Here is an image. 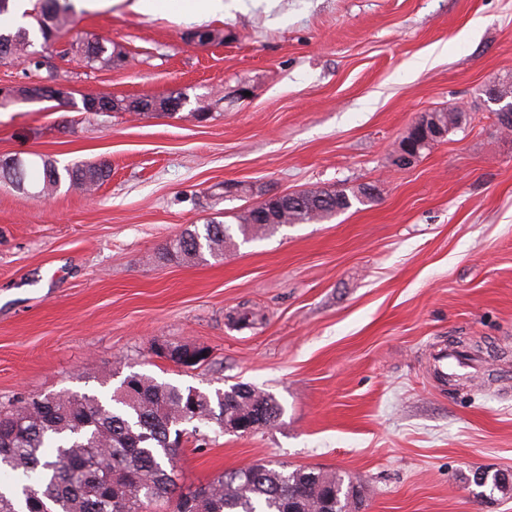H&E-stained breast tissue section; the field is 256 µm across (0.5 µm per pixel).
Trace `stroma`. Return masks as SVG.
<instances>
[{
    "instance_id": "stroma-1",
    "label": "stroma",
    "mask_w": 512,
    "mask_h": 512,
    "mask_svg": "<svg viewBox=\"0 0 512 512\" xmlns=\"http://www.w3.org/2000/svg\"><path fill=\"white\" fill-rule=\"evenodd\" d=\"M134 0L75 13L72 37L124 66L54 57L74 99L184 92L188 112L0 109V158L106 161L95 198L0 181V411L33 394H105L132 372L272 393L277 422L187 438L183 485L255 463L349 475L361 512H512L475 469L512 471V136L481 90L512 76V0H224L198 45L185 17ZM467 122L410 168L390 154L419 113ZM228 182L297 192L376 185V201L238 244L223 260L170 239L248 205ZM160 343L206 347L187 368ZM460 378L432 371L440 348ZM116 48L123 52L122 47L114 42L79 38L75 43L70 44V49L68 50L74 53V55L80 56L83 59L85 68L92 71L112 69V54Z\"/></svg>"
}]
</instances>
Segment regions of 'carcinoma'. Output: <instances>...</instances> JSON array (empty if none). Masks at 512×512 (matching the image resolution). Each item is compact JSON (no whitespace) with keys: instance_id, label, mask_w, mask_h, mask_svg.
Instances as JSON below:
<instances>
[{"instance_id":"carcinoma-1","label":"carcinoma","mask_w":512,"mask_h":512,"mask_svg":"<svg viewBox=\"0 0 512 512\" xmlns=\"http://www.w3.org/2000/svg\"><path fill=\"white\" fill-rule=\"evenodd\" d=\"M69 0H34L26 26L0 30V64L23 59L70 30ZM119 44L80 38L70 51L85 68H112ZM450 133L466 124L463 112H431ZM110 176L103 163L77 162L58 167L42 157L16 158L0 165V179L19 189L50 196L61 184L81 191L99 188ZM302 202L270 214L254 224V212L233 216L234 223L211 219L186 230L166 245V253L189 260L224 259L235 240L250 242L270 236L290 224H313L369 201L363 188H344L326 205L313 200L314 191L301 192ZM53 409L30 399L0 412V471L19 478L21 496L0 491V512H185V502H198V512H358L359 490L344 480L314 468L288 470L279 464H254L227 471L205 484L185 489L176 481L175 467L184 448L176 444V426L192 424L234 432L243 420L251 430L271 426L283 408L274 395L236 383L206 393L194 387L158 382L142 374L127 375L103 402L95 396L68 391L51 393ZM478 488L502 494L512 491L499 473H489Z\"/></svg>"}]
</instances>
